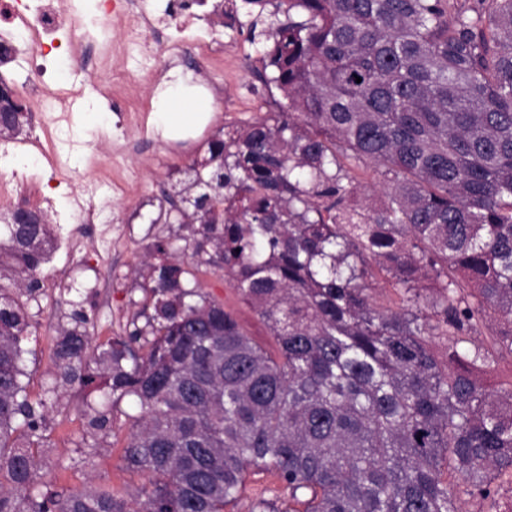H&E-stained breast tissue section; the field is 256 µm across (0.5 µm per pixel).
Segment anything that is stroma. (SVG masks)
<instances>
[{
    "label": "stroma",
    "instance_id": "obj_1",
    "mask_svg": "<svg viewBox=\"0 0 512 512\" xmlns=\"http://www.w3.org/2000/svg\"><path fill=\"white\" fill-rule=\"evenodd\" d=\"M220 3L229 21L241 54L223 70L210 75L213 110L209 119L190 127L179 140L163 138L154 122V91L150 79L127 84L124 66L98 73L97 77L76 69L69 58L58 60L59 82L80 88L85 98L96 99L107 120L100 121L86 112L81 101L71 105L70 125L74 140L81 144V155L58 150L50 157L39 148L26 147L31 165L23 176L38 183H51L53 206L45 215L53 227L56 248L49 264L39 274L42 283L37 301L29 302L31 334L24 343L27 375L26 392L31 400L45 395L49 384H56L58 400L47 416L50 446L47 455L57 462L52 478L67 489L107 486L122 493L134 492L146 478L125 469L122 448L127 442V413L130 401L120 405L107 436L86 435L83 403L75 387L59 382L53 359L54 339L61 327L69 326L74 303H82L91 319L89 334L93 343L102 344L122 335L128 317L143 305L142 276L147 271L150 246L159 239L184 248V230L177 224H159L155 218L165 192L181 179L194 161L206 156L208 143L219 133L241 126L279 109L278 92L268 91L260 74L263 70L265 38H252L250 25L258 6L247 0H204L200 13H209ZM124 91L128 100L142 105L146 131L121 130L110 124L119 107L115 97L102 93L105 85ZM120 163L125 179L134 192L128 197H112L108 202L112 220L110 231L101 225L83 227L79 246L67 243L66 235L74 226V198L88 179L103 167ZM204 287L219 301H230L231 309L253 340L267 342V328L249 305L237 299L229 283L217 275L206 277Z\"/></svg>",
    "mask_w": 512,
    "mask_h": 512
}]
</instances>
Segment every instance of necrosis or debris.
<instances>
[{"label": "necrosis or debris", "mask_w": 512, "mask_h": 512, "mask_svg": "<svg viewBox=\"0 0 512 512\" xmlns=\"http://www.w3.org/2000/svg\"><path fill=\"white\" fill-rule=\"evenodd\" d=\"M198 5V0H103L106 17L133 20L135 27L121 44L100 46L76 38L73 0H0V50L24 75L21 94L35 127H42L48 115L58 123L67 118L62 109L66 94L54 87L50 70L52 57L60 50L98 69L132 55L149 61L160 54L173 63L192 61L198 73L211 71L226 53L236 50L237 43L225 39L217 26L208 28L206 37L193 36ZM106 190L123 194L128 184L121 175L103 170L75 202L79 223H102L97 197Z\"/></svg>", "instance_id": "1"}]
</instances>
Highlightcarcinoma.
Listing matches in <instances>:
<instances>
[{"label": "carcinoma", "mask_w": 512, "mask_h": 512, "mask_svg": "<svg viewBox=\"0 0 512 512\" xmlns=\"http://www.w3.org/2000/svg\"><path fill=\"white\" fill-rule=\"evenodd\" d=\"M246 3L271 6L251 31L285 103L166 197L191 260L153 244L145 324L92 349L77 306L55 344L90 435L139 408L130 499L43 477L49 402L27 398L21 343L54 238L31 210L6 219L0 512H226L251 469L300 512H462L512 475V380L485 382L512 358V0ZM26 122L0 83V136ZM370 163L378 195L356 179ZM202 267L272 347L187 281ZM204 287L217 300L224 302L232 300L231 309L243 329L253 340L270 345V339L266 326L259 320L249 305L239 299L229 283L218 275H211L205 278Z\"/></svg>", "instance_id": "1"}]
</instances>
